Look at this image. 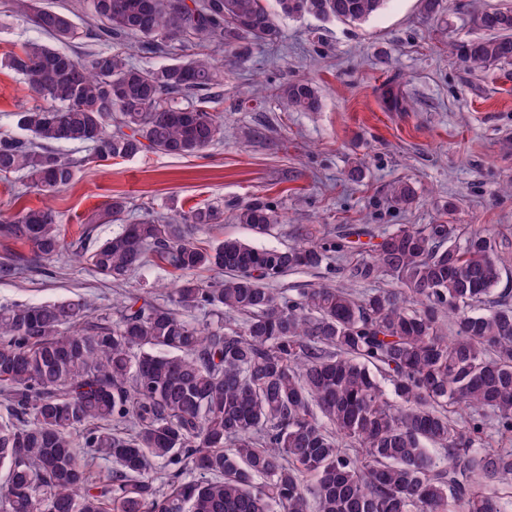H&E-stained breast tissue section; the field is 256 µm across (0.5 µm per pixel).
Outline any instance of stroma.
<instances>
[{
  "label": "stroma",
  "instance_id": "1",
  "mask_svg": "<svg viewBox=\"0 0 512 512\" xmlns=\"http://www.w3.org/2000/svg\"><path fill=\"white\" fill-rule=\"evenodd\" d=\"M500 0H450L440 19H423L420 0H388L366 22L351 25L313 17L280 19L277 49L256 45L246 60L228 65L212 111L224 118V138L194 157L147 151L130 159L89 161L88 148L52 144L76 160L71 187L52 198L24 179L0 178V215L52 206L66 241L85 227L98 239L119 224L97 214L110 198L123 196L164 216L199 205L222 204L226 219L206 234L236 237L257 247L290 244L296 225L314 224L333 234L348 224L367 225L356 243L365 252L395 224H432L448 201H456L454 224L501 232L512 242V65L470 72L456 63L448 41L479 37L470 22L474 5ZM307 78L318 87L322 108L297 112L274 99L257 100L259 82ZM397 79L410 100L405 112L387 110L382 89ZM36 100L17 75L0 67V133L18 138L17 112ZM360 167L352 182L347 174ZM407 180L417 199L400 211L388 206L390 184ZM279 201L284 220L264 237L234 223V210L253 198ZM162 266L150 265L115 284L62 252L21 277L0 280V306L84 298L93 314L107 313L125 292H151L160 304L173 283Z\"/></svg>",
  "mask_w": 512,
  "mask_h": 512
}]
</instances>
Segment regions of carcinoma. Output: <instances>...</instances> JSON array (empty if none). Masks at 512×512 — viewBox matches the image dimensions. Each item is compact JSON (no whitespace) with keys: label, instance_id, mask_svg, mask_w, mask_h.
I'll return each mask as SVG.
<instances>
[{"label":"carcinoma","instance_id":"1","mask_svg":"<svg viewBox=\"0 0 512 512\" xmlns=\"http://www.w3.org/2000/svg\"><path fill=\"white\" fill-rule=\"evenodd\" d=\"M385 2L87 0L93 28L82 30L39 0H11L8 13L39 32L61 43L92 35L105 48L79 61L33 39L0 62L46 100L17 113L30 138L0 135V177L68 189L75 165L49 149L60 142L89 146L95 162L201 154L224 139V123L209 99L182 100L224 85L217 55L277 48L282 17L362 23ZM471 23L487 36L448 42L458 64H512V6ZM175 50L172 63L133 61ZM262 91L297 111L321 107L306 79ZM415 198L412 183L390 185L391 206ZM130 208L116 196L99 220ZM281 218L266 198L234 214L258 237ZM223 221L215 205L178 219L147 213L72 250L116 283L161 263L178 277L170 307L139 293L96 316L80 299L0 307V512H500L486 482L512 476V305L493 297L509 244L444 220L400 224L366 255L311 224L284 248L202 238ZM0 236L30 251L0 259L3 279L64 248L49 206L1 220ZM335 256L336 284L293 296L271 287ZM380 280L392 287L357 291ZM489 414L504 446L479 451ZM98 459L112 471L93 472ZM158 463L169 466L162 481Z\"/></svg>","mask_w":512,"mask_h":512}]
</instances>
